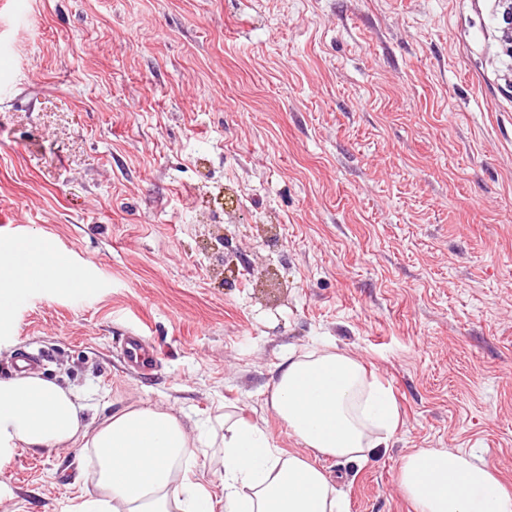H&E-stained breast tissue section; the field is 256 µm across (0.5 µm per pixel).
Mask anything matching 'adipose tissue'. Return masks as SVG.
<instances>
[{"label": "adipose tissue", "mask_w": 512, "mask_h": 512, "mask_svg": "<svg viewBox=\"0 0 512 512\" xmlns=\"http://www.w3.org/2000/svg\"><path fill=\"white\" fill-rule=\"evenodd\" d=\"M0 315L32 288H67L80 272L46 243L0 245ZM266 401L303 446L278 448L259 423L216 412L189 430L172 409L128 405L89 420L80 394L29 373L0 381V462L15 449L84 448L96 460L95 495L73 512H213L183 464L216 448L224 512H348L345 496L315 465L318 456L356 459L388 445L399 410L392 393L368 381L361 363L330 346L291 350L276 366ZM396 481L414 512H512V490L473 453L419 449L402 459Z\"/></svg>", "instance_id": "1"}]
</instances>
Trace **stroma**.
<instances>
[{
	"mask_svg": "<svg viewBox=\"0 0 512 512\" xmlns=\"http://www.w3.org/2000/svg\"><path fill=\"white\" fill-rule=\"evenodd\" d=\"M494 0H0V240L85 273L0 321L104 417L266 406L291 348L358 359L398 405L388 446L320 457L349 512H412L402 458L477 450L512 487V96ZM144 331L161 365L124 369ZM189 467L224 512L219 458ZM79 448L0 463L9 512L94 493Z\"/></svg>",
	"mask_w": 512,
	"mask_h": 512,
	"instance_id": "obj_1",
	"label": "stroma"
}]
</instances>
